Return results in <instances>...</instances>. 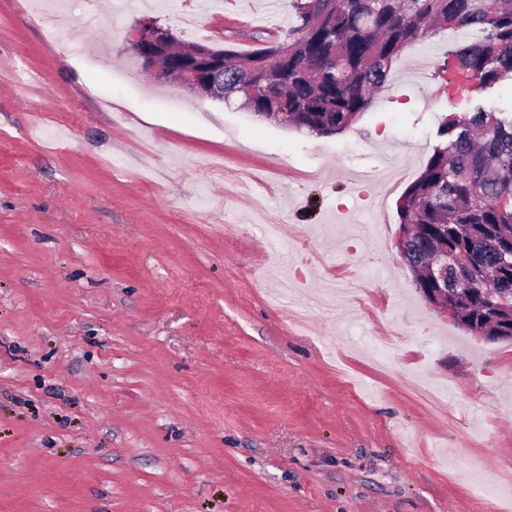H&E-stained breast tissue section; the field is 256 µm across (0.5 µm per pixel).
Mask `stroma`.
<instances>
[{"instance_id":"obj_1","label":"stroma","mask_w":512,"mask_h":512,"mask_svg":"<svg viewBox=\"0 0 512 512\" xmlns=\"http://www.w3.org/2000/svg\"><path fill=\"white\" fill-rule=\"evenodd\" d=\"M67 2L99 25L62 57L0 0V512H512V340L431 310L396 245L469 32L317 136L149 84L128 44L150 15L247 55L293 0Z\"/></svg>"}]
</instances>
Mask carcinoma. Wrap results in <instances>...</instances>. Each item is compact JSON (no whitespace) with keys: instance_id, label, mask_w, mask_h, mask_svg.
Returning a JSON list of instances; mask_svg holds the SVG:
<instances>
[{"instance_id":"1","label":"carcinoma","mask_w":512,"mask_h":512,"mask_svg":"<svg viewBox=\"0 0 512 512\" xmlns=\"http://www.w3.org/2000/svg\"><path fill=\"white\" fill-rule=\"evenodd\" d=\"M288 39L247 56L224 49V101L237 94L244 108L319 136L349 128L390 79L405 49L443 30L467 29L475 38L448 49L438 77L453 71L473 81L476 96L512 81V0H294ZM438 144L398 206L402 224H445L448 251L464 253L486 280L463 304L464 321L488 336H512V315L490 295L512 289V111L477 102L446 117ZM438 248L415 236L406 264L426 268Z\"/></svg>"}]
</instances>
